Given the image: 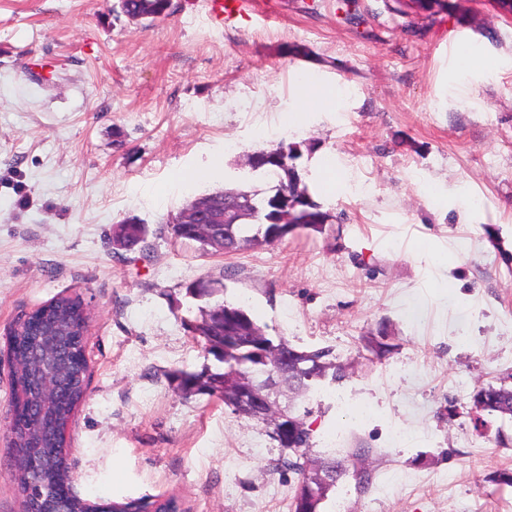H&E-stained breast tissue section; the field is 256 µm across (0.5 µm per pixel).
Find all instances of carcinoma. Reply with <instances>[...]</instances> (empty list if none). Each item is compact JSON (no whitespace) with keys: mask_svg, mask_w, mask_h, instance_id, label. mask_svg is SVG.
<instances>
[{"mask_svg":"<svg viewBox=\"0 0 512 512\" xmlns=\"http://www.w3.org/2000/svg\"><path fill=\"white\" fill-rule=\"evenodd\" d=\"M311 149L305 143L279 144L274 148L255 153V168L262 169L274 181V194L258 201L249 195V204L237 216V223L224 225V242L205 241L190 235L183 225L172 224L173 235L178 240L196 242L205 254H233L245 246H265L278 242L288 235L300 231L308 234L319 232L323 225L332 221L333 215L322 209L314 200L308 184L302 181L296 168V160L302 156V149ZM126 228L127 240L139 244L148 233L147 226L133 220L122 223ZM225 285L212 281L210 287L199 290L187 287L186 293L201 302L198 315L184 321L191 335L203 342L213 364L199 371L178 370L169 379L184 396L208 395L217 397L224 405L233 409L236 392L250 384L258 389L271 381L277 386L285 385L295 394L306 395L321 380L330 377L341 379L345 373L341 366L331 359L328 349L298 351L281 338L278 342L265 336L241 306L223 298ZM50 310L67 316L78 324L82 320L83 305L79 297L61 295L30 314L23 330L11 337L13 356L23 357L41 339L42 315ZM286 345L293 354L288 372L281 368L273 355L276 345ZM40 374L27 367L16 370L13 375L15 392L31 394ZM87 382L74 379L70 382L68 395L60 404L49 405L45 416L47 437L42 452L43 469L38 482H27L18 486L22 496L36 502L38 508L50 512L53 503L40 499L41 491L51 489L54 496L68 498L71 473L64 453L67 439L65 431L75 408L84 399ZM488 413L512 417V388L502 384L483 388ZM274 414H288L289 431L282 432L272 427L270 435L279 447L291 451L282 456L278 466L297 475L292 512H323V504L330 491L336 489L339 480L348 476L355 479L356 487L366 490L372 485V472L365 461L372 453L370 448H353L343 458L312 457L311 453L300 457L298 448H312L311 433L305 417L295 414L290 406L273 405Z\"/></svg>","mask_w":512,"mask_h":512,"instance_id":"cac0c4a2","label":"carcinoma"}]
</instances>
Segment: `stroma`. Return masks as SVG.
Instances as JSON below:
<instances>
[{
  "mask_svg": "<svg viewBox=\"0 0 512 512\" xmlns=\"http://www.w3.org/2000/svg\"><path fill=\"white\" fill-rule=\"evenodd\" d=\"M450 2L428 16L258 0L220 29L203 0L140 21L118 0H0V512H24L7 338L60 295L88 313V391L67 431L79 497L291 512L296 477L267 426L168 382L213 361L181 324L200 279L267 336L345 365L308 422L314 452L333 433L337 456L372 450L370 489L346 483L351 512H501L491 478L512 472V419L473 396L512 374V16ZM305 77L343 90L335 111L296 114ZM292 142L313 146L297 161L308 185L333 163L323 233L230 256L173 237L200 195L270 196L248 157ZM132 217L145 246L114 255L112 227ZM382 331L394 349L378 359Z\"/></svg>",
  "mask_w": 512,
  "mask_h": 512,
  "instance_id": "stroma-1",
  "label": "stroma"
}]
</instances>
